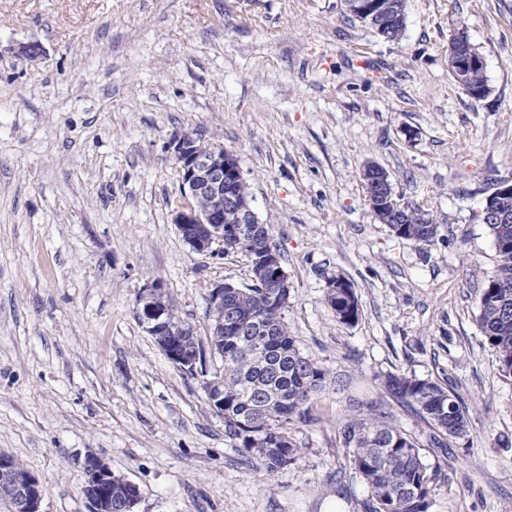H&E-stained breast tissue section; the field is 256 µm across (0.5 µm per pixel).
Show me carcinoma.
Listing matches in <instances>:
<instances>
[{"instance_id": "1", "label": "carcinoma", "mask_w": 512, "mask_h": 512, "mask_svg": "<svg viewBox=\"0 0 512 512\" xmlns=\"http://www.w3.org/2000/svg\"><path fill=\"white\" fill-rule=\"evenodd\" d=\"M395 17L387 37L398 41L406 28L405 0H393ZM466 93L483 98L488 89L484 70L474 68L464 78ZM415 214L407 224L388 218L399 237L429 245L437 225L417 223ZM224 249L244 255L251 275L255 260L277 251L272 225L253 224L231 234L224 225ZM498 264L493 276L480 289L477 322L496 354L498 370L512 377V224H490ZM334 287L326 300L339 323L352 325L361 311L352 284L344 278L330 279ZM276 289L267 281L243 288L224 289V335L212 337L214 349L224 348V438L242 448L247 460L256 461L272 474L294 463L301 448L290 427L315 420L312 404L327 386L328 371L303 354L284 320L287 305L272 299ZM384 403H359L336 423V447L345 449L350 478L368 488L365 512H430L438 468L425 463L419 438L391 421L390 404L411 408L426 423V443L448 448V440L469 430V414L462 399L447 384L421 379L412 373L387 374L381 381Z\"/></svg>"}]
</instances>
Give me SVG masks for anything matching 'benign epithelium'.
I'll return each mask as SVG.
<instances>
[{"label": "benign epithelium", "instance_id": "benign-epithelium-1", "mask_svg": "<svg viewBox=\"0 0 512 512\" xmlns=\"http://www.w3.org/2000/svg\"><path fill=\"white\" fill-rule=\"evenodd\" d=\"M391 0H357L358 17L367 22L383 37L389 22ZM464 28L451 38L453 71L462 74L484 64L483 58L462 39ZM168 148L174 155L181 178L184 203L173 213L175 224L184 242L197 253L212 251L215 243H224V224H257L259 219L252 203L235 191L244 180L236 157L224 146L205 140L193 133H175ZM363 179L368 184L371 206L378 219L385 213H396L399 202L389 174L377 165L364 169ZM483 224H512V183L500 181L489 194L481 210ZM265 280L277 288L288 287V276L275 255H270L261 268ZM222 283L209 292L216 308L212 334L224 335V289ZM136 313L145 331L157 341V346L178 368L196 371L198 355L194 354L199 341L194 328L177 323L170 316L161 285L145 289L137 300ZM84 482L82 493L87 512H133L140 491L131 497L112 502L110 487L112 469L98 454L89 452L82 462ZM0 484L12 488L11 512H42L44 497L40 481L28 470L19 467L7 455H0Z\"/></svg>", "mask_w": 512, "mask_h": 512}]
</instances>
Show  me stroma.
Segmentation results:
<instances>
[{
  "label": "stroma",
  "instance_id": "stroma-1",
  "mask_svg": "<svg viewBox=\"0 0 512 512\" xmlns=\"http://www.w3.org/2000/svg\"><path fill=\"white\" fill-rule=\"evenodd\" d=\"M396 42L342 0H0V453L44 487L42 512H86L93 450L140 489L134 512H363L336 422L381 401L398 371L446 381L469 410L430 512H512V377L476 321L497 267L485 198L512 180V0H406ZM466 27L490 87L453 79ZM33 43L28 59L16 52ZM238 159L288 275L300 349L342 375L296 425L275 473L224 438L201 374L160 351L136 315L161 284L200 340L210 289L249 284L239 254L194 252L172 222L173 133ZM438 226L432 245L372 211L366 165ZM361 317L339 323L331 278ZM342 281H345L347 284H344ZM329 282L330 286L334 283L336 285L328 288L326 300L335 311L338 322L345 325H352L358 322L361 311L353 285L342 277H334Z\"/></svg>",
  "mask_w": 512,
  "mask_h": 512
}]
</instances>
